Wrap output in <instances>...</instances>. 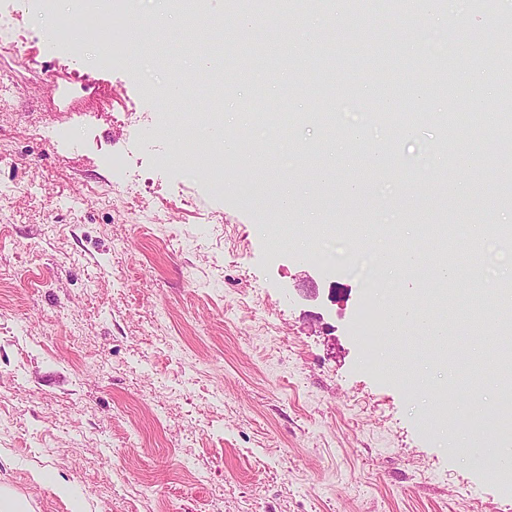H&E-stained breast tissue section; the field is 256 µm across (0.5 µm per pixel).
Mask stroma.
Listing matches in <instances>:
<instances>
[{"mask_svg":"<svg viewBox=\"0 0 512 512\" xmlns=\"http://www.w3.org/2000/svg\"><path fill=\"white\" fill-rule=\"evenodd\" d=\"M21 17L20 56L0 58L13 90L0 105V489L26 512H512V466L480 468L451 448L468 433L472 452L512 459V407L501 370L489 367L477 396L460 393L463 359L441 360L456 316L428 310L389 320L388 306L415 290L394 281L380 297L349 274L364 237L335 227L393 222L418 263L431 206L455 203L468 239L501 212L483 205L478 179L512 167L484 127L461 144L448 196L412 167L438 133V101L415 98L413 125L398 142L336 156V137L312 123L271 129L223 121L231 147L224 188L209 190L218 145L210 116L191 137L171 128L179 110L167 88L194 78L196 52L168 16L171 42H146L112 71L98 68V30L53 44L46 21L64 26L81 0H0ZM512 0L468 14L448 79L479 112L508 105L485 59L503 54L498 25ZM430 17L399 15L368 0L357 23L329 0H304L290 14L287 53L252 28L266 53L252 80L238 77L233 49L220 55L228 105L252 99L310 112L319 86L290 88L289 70H327L334 93L355 83L363 105L383 110L376 72L405 80L424 47L410 48ZM390 55L378 64L374 50ZM120 112L138 121L120 122ZM55 128L60 140L39 137ZM315 152L333 178L303 175ZM128 159L144 190L129 195L109 162ZM296 204L280 205L283 189ZM194 207H185V198ZM321 209L332 231L318 237L306 218ZM40 280L27 285L28 276ZM384 300L365 345L350 333L365 302ZM487 414L470 418L471 401Z\"/></svg>","mask_w":512,"mask_h":512,"instance_id":"obj_1","label":"stroma"}]
</instances>
